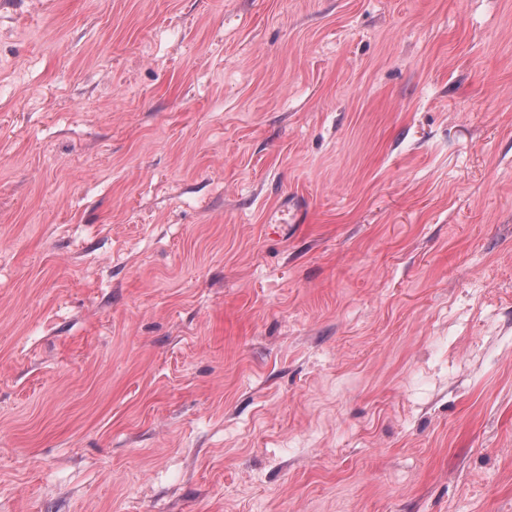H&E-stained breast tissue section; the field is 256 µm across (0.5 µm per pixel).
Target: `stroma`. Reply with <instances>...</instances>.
Wrapping results in <instances>:
<instances>
[{
    "label": "stroma",
    "mask_w": 512,
    "mask_h": 512,
    "mask_svg": "<svg viewBox=\"0 0 512 512\" xmlns=\"http://www.w3.org/2000/svg\"><path fill=\"white\" fill-rule=\"evenodd\" d=\"M0 512H512V0H0Z\"/></svg>",
    "instance_id": "1"
}]
</instances>
